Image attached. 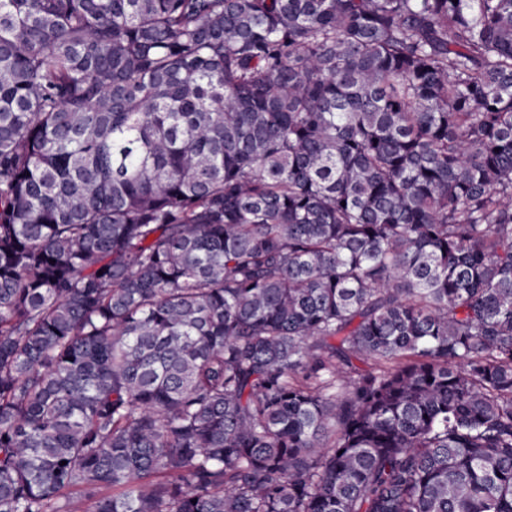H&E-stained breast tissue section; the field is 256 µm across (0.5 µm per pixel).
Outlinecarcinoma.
Segmentation results:
<instances>
[{
	"label": "carcinoma",
	"mask_w": 512,
	"mask_h": 512,
	"mask_svg": "<svg viewBox=\"0 0 512 512\" xmlns=\"http://www.w3.org/2000/svg\"><path fill=\"white\" fill-rule=\"evenodd\" d=\"M82 501L512 512V0H0V512Z\"/></svg>",
	"instance_id": "cac0c4a2"
}]
</instances>
